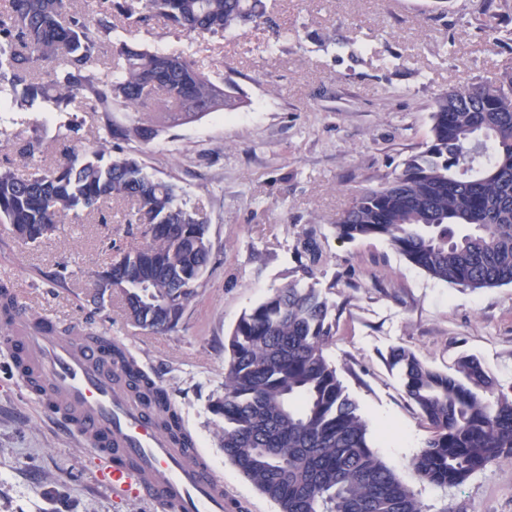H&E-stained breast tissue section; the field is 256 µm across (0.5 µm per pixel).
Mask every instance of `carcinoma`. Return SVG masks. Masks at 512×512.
<instances>
[{"instance_id": "obj_1", "label": "carcinoma", "mask_w": 512, "mask_h": 512, "mask_svg": "<svg viewBox=\"0 0 512 512\" xmlns=\"http://www.w3.org/2000/svg\"><path fill=\"white\" fill-rule=\"evenodd\" d=\"M495 0H481L483 28L496 32ZM147 26L161 20L190 35L222 37L267 21L263 0H7L0 12V113L125 114L106 120L80 151L81 126H59L61 161L41 164L46 132L14 130L0 116V147L29 160L24 176L0 167V224L24 243L110 203L133 204L128 223L142 241L117 249L109 285L127 321L170 332L196 300L211 258L206 219L179 188L149 173L112 140L147 143L166 127L247 104L229 76L218 82L183 51L113 41L114 14ZM55 73L44 83L38 68ZM429 140L378 187L357 196L334 224L345 240L382 238L430 278L468 288L512 284V73L438 94ZM336 304L293 280L244 311L225 338L224 391L209 409L222 422L224 455L278 512H424L409 485L374 449L366 420L346 394L325 349ZM117 382L145 400L177 442H190L179 409L127 348L112 342ZM408 399L432 434L412 458L414 477L463 484L493 461L512 460V396L472 357L444 373L415 352L391 350Z\"/></svg>"}]
</instances>
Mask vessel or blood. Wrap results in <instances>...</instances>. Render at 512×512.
Masks as SVG:
<instances>
[{"label": "vessel or blood", "mask_w": 512, "mask_h": 512, "mask_svg": "<svg viewBox=\"0 0 512 512\" xmlns=\"http://www.w3.org/2000/svg\"><path fill=\"white\" fill-rule=\"evenodd\" d=\"M0 326L23 361L19 378L40 384L43 409L107 457L113 495L149 501L156 512H224V480L202 451L176 444L145 402L119 390L109 337L59 336L19 298L6 303Z\"/></svg>", "instance_id": "1"}]
</instances>
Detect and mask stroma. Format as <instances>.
Returning <instances> with one entry per match:
<instances>
[{
	"label": "stroma",
	"mask_w": 512,
	"mask_h": 512,
	"mask_svg": "<svg viewBox=\"0 0 512 512\" xmlns=\"http://www.w3.org/2000/svg\"><path fill=\"white\" fill-rule=\"evenodd\" d=\"M479 0H267L271 25L224 37H193L155 21L115 38L184 51L214 77L232 76L247 106L165 129L152 142H125L149 172L183 189L203 214L212 242L199 297L175 331L128 323L119 301L87 294L114 247L140 240L128 205L104 225L94 217L60 225L25 244L0 225V277L36 311L65 326L125 343L181 409L187 428L224 480L225 512H277L225 458L209 403L224 384V338L242 312L299 279L336 304V336L325 355L356 402L379 453L408 483L425 512H512V463L497 461L459 487L416 482L409 462L431 435L387 360L405 347L453 372L475 356L512 394V285L471 289L440 282L381 238L345 241L336 217L362 191L422 150L434 97L454 86L494 81L512 68V7L498 11L499 45L481 25ZM291 29L275 39L274 27ZM19 128L44 121L82 125L92 147L102 119L71 110L18 112ZM95 454L48 416L14 373L0 335V512H154L114 497Z\"/></svg>",
	"instance_id": "1"
}]
</instances>
